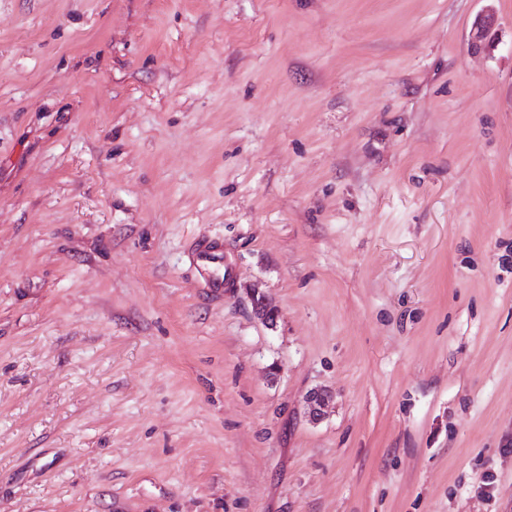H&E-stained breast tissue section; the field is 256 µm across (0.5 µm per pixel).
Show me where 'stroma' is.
I'll list each match as a JSON object with an SVG mask.
<instances>
[{
  "label": "stroma",
  "instance_id": "1",
  "mask_svg": "<svg viewBox=\"0 0 512 512\" xmlns=\"http://www.w3.org/2000/svg\"><path fill=\"white\" fill-rule=\"evenodd\" d=\"M0 512H512V0H0ZM191 254L195 264L210 274L211 288H224V273L221 272L224 265V250L221 245L199 239L192 245ZM332 395L324 389H314L306 396V405L309 415L313 420H320L324 417L329 408Z\"/></svg>",
  "mask_w": 512,
  "mask_h": 512
}]
</instances>
